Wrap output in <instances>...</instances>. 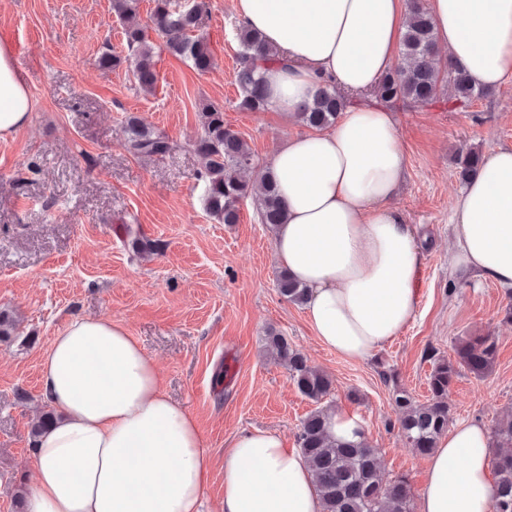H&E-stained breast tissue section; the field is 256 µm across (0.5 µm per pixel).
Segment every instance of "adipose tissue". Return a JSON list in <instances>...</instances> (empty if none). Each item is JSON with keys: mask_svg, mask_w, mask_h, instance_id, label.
I'll use <instances>...</instances> for the list:
<instances>
[{"mask_svg": "<svg viewBox=\"0 0 512 512\" xmlns=\"http://www.w3.org/2000/svg\"><path fill=\"white\" fill-rule=\"evenodd\" d=\"M241 22L278 53L256 59L277 110L291 114L322 83L374 87L395 66L407 0H233ZM452 63L479 86L512 77V0H429ZM34 101L0 42V138L28 122ZM285 220L273 233L280 266L308 290L320 342L364 361L418 309L422 250L392 204L405 157L394 112L353 104L328 130L288 139L269 159ZM454 266L512 286V147L488 155L452 216ZM60 414L33 449L31 512H207L206 442L194 416L163 390L152 359L119 323L72 320L41 367ZM491 438L474 422L441 435L420 512H490ZM223 512H322L314 473L278 435L239 434L224 454Z\"/></svg>", "mask_w": 512, "mask_h": 512, "instance_id": "1", "label": "adipose tissue"}]
</instances>
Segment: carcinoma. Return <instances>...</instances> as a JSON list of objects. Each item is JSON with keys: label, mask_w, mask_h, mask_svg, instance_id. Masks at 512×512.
<instances>
[{"label": "carcinoma", "mask_w": 512, "mask_h": 512, "mask_svg": "<svg viewBox=\"0 0 512 512\" xmlns=\"http://www.w3.org/2000/svg\"><path fill=\"white\" fill-rule=\"evenodd\" d=\"M151 24H144L136 12V0H112V11L123 25L127 54L105 53L99 66L116 69L132 63L133 77L146 94H155L159 83L157 64L162 52L189 61L199 73L209 71L215 58L210 44L200 33L205 0H194L188 6L170 8V0H153ZM166 37L159 48L149 38V30ZM242 47L236 81L241 112H262L269 108L264 75L253 65L259 54H269L263 36L245 25L239 26ZM437 35L432 17L420 0H411V10L402 37L399 65L386 72L371 93L357 100L349 98L336 87H320L312 104L295 113L294 118L305 126L321 129L336 123L349 104L406 108L414 104H435L461 109L473 100L487 95V90L472 83L468 74L453 63L439 69L433 60ZM201 134L194 144L202 159L200 177L205 182V211L222 224H237L241 202L254 197L261 223L272 230L282 223L284 208L276 180L268 171L260 175V192L253 194V185L242 173L255 168L254 155L239 132L224 122V108L213 103L203 105L199 112ZM128 149L145 157H164L173 148L169 137L157 132L141 117L126 119ZM483 163L482 155L468 149L457 156L460 178L468 180ZM277 288L289 302L303 305L307 289L297 280L280 271ZM17 320L7 309L0 310V342L7 343L16 334ZM267 341L279 351L290 378L299 392L318 402L330 394L332 382L324 373L308 366L304 356L291 349L288 341L273 332ZM455 359L435 364L428 386L431 397L418 404L401 388H394V403L400 416L399 429L411 447L421 455L436 448L437 439L448 431L450 408L445 397L459 373L465 368L477 377L491 372L497 357V343L489 335L468 336L454 346ZM329 414L318 410L302 422L298 434L301 454L309 463L323 503V512H411V490L408 480L399 476L386 483L378 464V452L361 437L355 443L333 439L328 433ZM495 448H512V411L497 420L491 431ZM490 465L494 473L491 512H512V453H493Z\"/></svg>", "instance_id": "obj_1"}]
</instances>
